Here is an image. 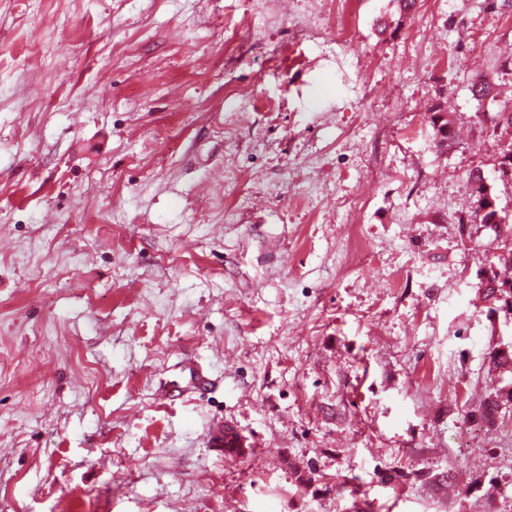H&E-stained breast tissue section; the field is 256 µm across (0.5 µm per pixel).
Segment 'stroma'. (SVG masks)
<instances>
[{
	"label": "stroma",
	"instance_id": "35a3bbf8",
	"mask_svg": "<svg viewBox=\"0 0 512 512\" xmlns=\"http://www.w3.org/2000/svg\"><path fill=\"white\" fill-rule=\"evenodd\" d=\"M509 48L492 0H0V512H512ZM468 180L475 186L476 206L472 212L475 220L483 224H511L506 222V215H500L496 209L494 200L491 198L485 185L483 174L479 168H471L466 171Z\"/></svg>",
	"mask_w": 512,
	"mask_h": 512
}]
</instances>
